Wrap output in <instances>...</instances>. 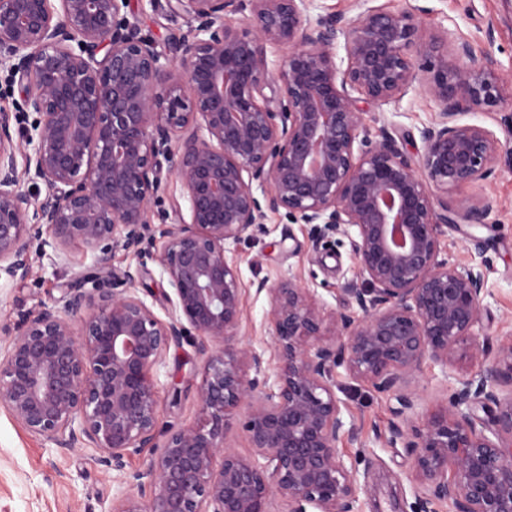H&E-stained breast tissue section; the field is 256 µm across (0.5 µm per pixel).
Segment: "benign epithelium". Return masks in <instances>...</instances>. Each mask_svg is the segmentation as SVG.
Masks as SVG:
<instances>
[{"mask_svg": "<svg viewBox=\"0 0 512 512\" xmlns=\"http://www.w3.org/2000/svg\"><path fill=\"white\" fill-rule=\"evenodd\" d=\"M167 6L187 32L160 50L129 0H0V69L21 94L20 112L0 110V283L32 276L35 241L57 264L75 245L93 258L63 307L0 323V408L117 472L161 447L112 512H356L363 484L339 443L362 440L334 391L342 367L392 402L388 442L410 456L413 512H512V337L487 361L482 274L441 247L445 229L483 226L492 211L448 192L488 181L509 151L459 121L504 99L493 61L465 41L418 42L404 9L314 19L312 0ZM276 46L288 53L273 71ZM415 84L439 112L413 155L396 127L370 133L353 94L380 108ZM22 117L29 127L14 128ZM165 163L187 217L158 207ZM280 211L354 231L357 276L332 310L290 280L259 282L270 341L257 348L240 337L247 288L226 244ZM115 247L161 266L166 319L131 272L112 271ZM192 334L199 416L160 446L152 372ZM466 356L480 369L421 416L415 374ZM235 424L249 456L224 443Z\"/></svg>", "mask_w": 512, "mask_h": 512, "instance_id": "obj_1", "label": "benign epithelium"}]
</instances>
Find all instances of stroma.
Instances as JSON below:
<instances>
[{"instance_id":"35a3bbf8","label":"stroma","mask_w":512,"mask_h":512,"mask_svg":"<svg viewBox=\"0 0 512 512\" xmlns=\"http://www.w3.org/2000/svg\"><path fill=\"white\" fill-rule=\"evenodd\" d=\"M392 10L410 9L417 24V38L427 42L442 34L470 43L477 59L497 63L506 93L497 107L464 115V122L494 129L512 143V132L498 127L496 112L512 110V0H373ZM130 18L142 33L160 45L178 40L187 31L183 20L172 19L166 0H130ZM370 130L387 122L406 136V147L417 151L420 131L437 110L435 102L420 87H412L395 102L375 109L364 104ZM496 179L488 185L462 189V196L493 205L487 225L458 226L442 240V253L482 264L489 333L512 332V155L502 154ZM34 273L26 280L0 288V323L17 320L20 314L40 306H63L64 292L77 273L91 266L92 258L73 247L72 262L62 267L49 259L50 246L33 244ZM227 256L240 271L244 284L261 280L272 283L292 280L314 290L328 308H337L345 298L344 287L356 276L350 239L336 234L319 237L310 224H291L283 216L267 215L249 241L229 246ZM115 272L131 271L141 298L165 316V296L170 288L160 266L143 263L131 252H112ZM203 357L196 337H186L167 353L155 371L159 391V423L162 429L192 424L198 415L197 386ZM469 360L458 361L451 370L426 362L417 375L415 389L423 407L447 396L449 380L474 373ZM336 395L344 405L346 423L358 427L364 444L341 441L345 459L368 475L360 495L359 512H411L414 501L410 459L404 448L391 447L386 436L391 421L385 398L352 381L344 369L336 371ZM153 454L144 449L127 461L124 472L107 469L93 448H75L67 453L48 447L29 435L0 409V512H111L112 502L127 491L125 474L145 471Z\"/></svg>"}]
</instances>
